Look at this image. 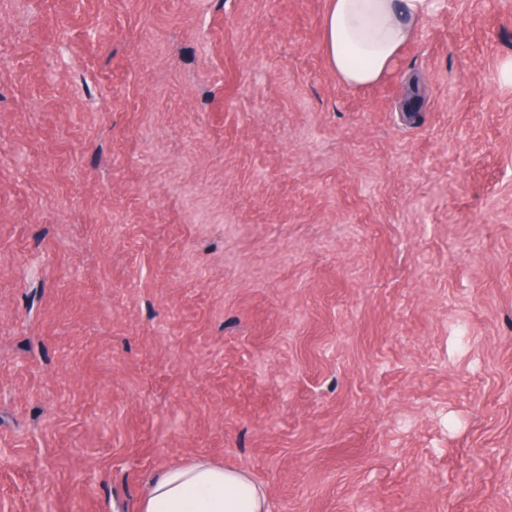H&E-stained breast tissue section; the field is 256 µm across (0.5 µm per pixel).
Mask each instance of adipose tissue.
Returning a JSON list of instances; mask_svg holds the SVG:
<instances>
[{"mask_svg": "<svg viewBox=\"0 0 512 512\" xmlns=\"http://www.w3.org/2000/svg\"><path fill=\"white\" fill-rule=\"evenodd\" d=\"M438 0H329L321 50L337 80L366 88L390 70ZM142 512H269L268 494L246 472L197 458L156 475Z\"/></svg>", "mask_w": 512, "mask_h": 512, "instance_id": "1", "label": "adipose tissue"}]
</instances>
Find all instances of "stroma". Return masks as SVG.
<instances>
[{
    "instance_id": "1",
    "label": "stroma",
    "mask_w": 512,
    "mask_h": 512,
    "mask_svg": "<svg viewBox=\"0 0 512 512\" xmlns=\"http://www.w3.org/2000/svg\"><path fill=\"white\" fill-rule=\"evenodd\" d=\"M328 0H0V512H512V0L341 84ZM142 512H269V503L246 472L196 458L156 475Z\"/></svg>"
}]
</instances>
